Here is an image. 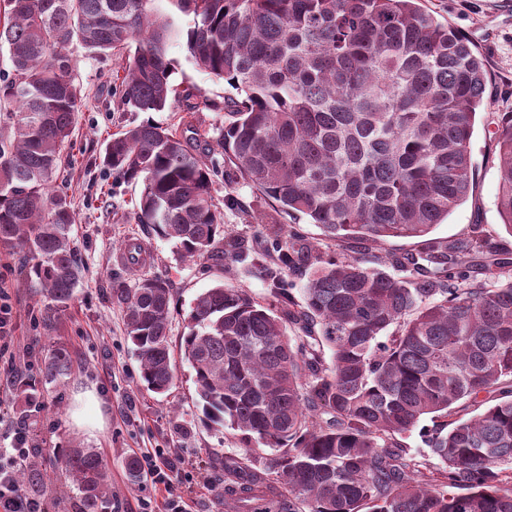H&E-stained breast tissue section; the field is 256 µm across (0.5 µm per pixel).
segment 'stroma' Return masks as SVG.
<instances>
[{
  "label": "stroma",
  "mask_w": 512,
  "mask_h": 512,
  "mask_svg": "<svg viewBox=\"0 0 512 512\" xmlns=\"http://www.w3.org/2000/svg\"><path fill=\"white\" fill-rule=\"evenodd\" d=\"M424 9L458 29L484 55L488 75L484 104L471 141L474 188L468 200L433 232L441 240L468 236L472 225H483L501 257L512 259V232L496 210V146L489 116L512 112V0H423ZM169 56L174 81L198 98L222 101L229 86L217 83L192 63L184 45L174 44ZM76 81L82 87V108L76 118L68 153L71 164L57 188L74 201L72 236L81 271L79 284L61 311L36 281L24 274L23 254L0 245V289L14 308L13 329L0 340V465L20 468L12 455L14 434L24 430L30 447L41 448L46 512H79L80 494L68 474L55 466L57 449H95L107 465L112 503L106 512H137L139 501L150 500L163 512L166 493L150 477L131 482L125 467L130 456L164 449L177 466L176 486L188 512H228L224 504V459L244 450L227 432L209 429L196 405V385L187 364H179L178 379L166 393L147 391L140 381L139 362L126 336L123 309L112 288L134 286L138 278L160 275L172 288V345H179L182 317L199 295L225 285L267 299L266 276L250 265L226 261L218 266L198 259H180L171 243L134 223L131 213L139 199L137 183H113L102 164L113 132L148 121L174 126L200 145H215L226 116L223 111L190 112L173 101L160 112H127L112 96V73L118 57L101 58L82 49L73 52ZM213 195L224 217V232L251 243L273 227L293 230L319 251H326L320 229L282 212L232 169L214 178ZM137 238L146 261L130 265L122 243ZM52 323H45V316ZM66 349L71 370L57 381L46 380L41 362L48 350ZM35 384L43 410L29 421L18 418V392Z\"/></svg>",
  "instance_id": "stroma-1"
}]
</instances>
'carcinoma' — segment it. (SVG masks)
Segmentation results:
<instances>
[{
	"mask_svg": "<svg viewBox=\"0 0 512 512\" xmlns=\"http://www.w3.org/2000/svg\"><path fill=\"white\" fill-rule=\"evenodd\" d=\"M0 1L12 64L0 80V244L30 256V278L58 307L80 278L74 206L55 189L82 103L73 46L122 56L112 83L128 111H162L178 94L168 52L183 34L196 68L237 91L210 153L143 123L113 133L104 154L115 176L142 180L134 223L181 258H248L266 274L271 302L211 288L181 337L206 423L246 448L224 457L229 512H512V275L483 225L373 266L325 260L291 233L242 252L212 193L229 165L335 246L430 234L472 189L485 90L484 61L456 29L422 0ZM179 14L192 17L185 31ZM495 135L496 209L512 233V112ZM286 271L307 274L302 300L282 288ZM113 293L142 383L169 391L168 281ZM70 363L51 350L45 377ZM416 429L436 464L405 447ZM58 461L80 512H102L101 456L74 448ZM25 470L37 490L39 449Z\"/></svg>",
	"mask_w": 512,
	"mask_h": 512,
	"instance_id": "obj_1",
	"label": "carcinoma"
}]
</instances>
